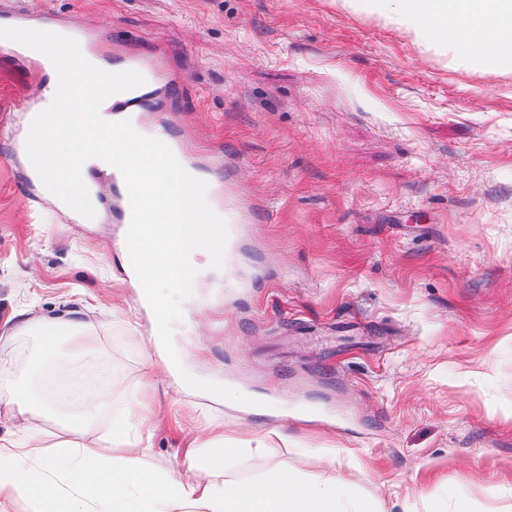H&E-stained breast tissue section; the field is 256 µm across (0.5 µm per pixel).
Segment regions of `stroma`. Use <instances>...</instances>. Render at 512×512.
<instances>
[{
  "label": "stroma",
  "mask_w": 512,
  "mask_h": 512,
  "mask_svg": "<svg viewBox=\"0 0 512 512\" xmlns=\"http://www.w3.org/2000/svg\"><path fill=\"white\" fill-rule=\"evenodd\" d=\"M182 75L174 132L241 215L234 276L198 281L174 342L195 377L262 413L177 394L131 303L121 225L35 198L9 126L37 73L0 46V366L23 374L28 318L72 320L76 369L110 362L96 428L141 407L146 463L176 469L190 430L223 425L217 482L279 465L343 479L382 512H512V64L455 63L344 0H15ZM61 412L0 436L66 437ZM262 452H252L256 437ZM501 497H491V490Z\"/></svg>",
  "instance_id": "35a3bbf8"
}]
</instances>
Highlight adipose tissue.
Returning <instances> with one entry per match:
<instances>
[{
	"label": "adipose tissue",
	"instance_id": "obj_1",
	"mask_svg": "<svg viewBox=\"0 0 512 512\" xmlns=\"http://www.w3.org/2000/svg\"><path fill=\"white\" fill-rule=\"evenodd\" d=\"M394 25L442 48L450 57L481 62L512 60V0H351ZM25 332L40 339L28 366L31 377L46 375L60 351L58 335L69 322L25 320ZM0 397L31 415L50 406L67 407V393L34 394L9 370L0 369ZM150 434L136 418L113 420L110 440L132 447L129 455L103 456L95 448L59 441L38 454L34 434L0 438V512L15 497H28L34 512H376L344 481L317 482L276 466L257 481L224 485L184 479L148 467Z\"/></svg>",
	"mask_w": 512,
	"mask_h": 512
}]
</instances>
